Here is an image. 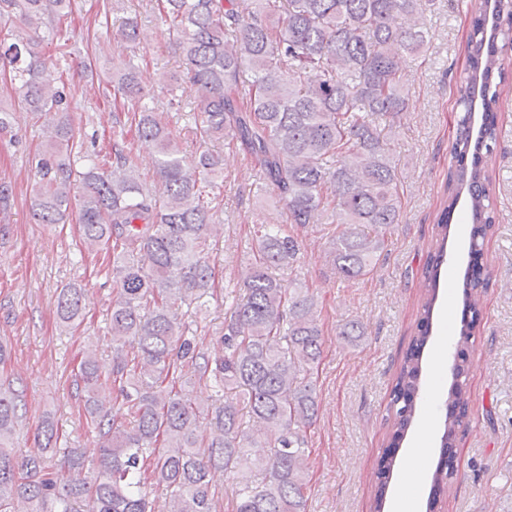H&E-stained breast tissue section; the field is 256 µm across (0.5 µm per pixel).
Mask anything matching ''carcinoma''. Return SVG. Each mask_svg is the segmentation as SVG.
<instances>
[{
    "instance_id": "1",
    "label": "carcinoma",
    "mask_w": 512,
    "mask_h": 512,
    "mask_svg": "<svg viewBox=\"0 0 512 512\" xmlns=\"http://www.w3.org/2000/svg\"><path fill=\"white\" fill-rule=\"evenodd\" d=\"M174 50L196 88L193 133L202 143L224 139L246 146L260 187L284 202L292 224L316 213L336 225L325 253L336 279L369 275L399 223L397 168L382 127L407 111L406 61L424 53L427 33L418 27L419 0H156ZM71 0H0V69L9 73L20 106L38 114L55 110L60 120L47 135L36 164L31 215L37 224H61L77 210L84 247H112L108 329L112 376L121 383L128 415L112 412L109 387L94 352L79 365L87 424L99 454L87 459L67 448L56 459V430L41 427L38 449L13 447L20 393L0 382V512L25 500L32 512H216L211 472L236 476L233 512H307L310 452L307 430L316 420V388L323 329L318 296L301 282L274 275L298 262L301 244L281 224L254 231L253 259L241 275L243 293L224 316L217 350L203 353L190 324L175 309L200 303L214 285L209 263L216 197L206 188L224 180V158L203 150L185 164L180 141L153 100L142 91L136 67L123 55L140 42L136 20L112 32V163L90 161L76 170L70 101L62 76L41 58L49 39L47 20L68 16ZM480 84L459 98L464 115L451 151L460 158L491 150L497 138L495 74L502 63L487 41L485 19L475 16L467 44ZM482 103L477 140L470 128L475 97ZM156 144V183H145L132 155L126 124ZM480 167H460L442 192L437 224L448 229L458 187L467 185L473 224L470 242L480 246L490 230ZM444 257L440 242L423 268L427 288L418 332L392 390V439L399 440L415 415L420 354ZM480 279L464 286L472 315L481 314ZM84 310V291L63 288L56 312L65 324ZM363 328L350 321L336 336L358 345ZM224 393L201 408L179 386L186 374ZM453 413L443 421V454L432 485L447 484L453 447L469 405L467 390L450 387ZM394 456L381 458L374 512H383ZM257 472L261 478L253 479ZM166 491L164 504L153 490Z\"/></svg>"
}]
</instances>
